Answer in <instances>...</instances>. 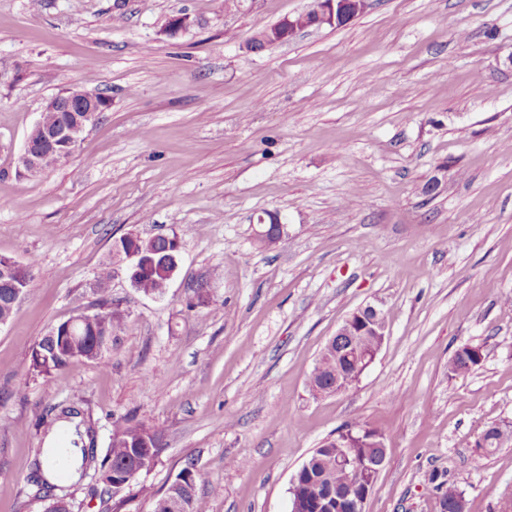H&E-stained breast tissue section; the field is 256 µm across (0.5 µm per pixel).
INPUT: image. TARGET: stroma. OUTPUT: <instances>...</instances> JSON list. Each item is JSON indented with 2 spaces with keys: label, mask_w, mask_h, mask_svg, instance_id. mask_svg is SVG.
I'll return each mask as SVG.
<instances>
[{
  "label": "stroma",
  "mask_w": 512,
  "mask_h": 512,
  "mask_svg": "<svg viewBox=\"0 0 512 512\" xmlns=\"http://www.w3.org/2000/svg\"><path fill=\"white\" fill-rule=\"evenodd\" d=\"M312 6L0 0V255L33 267L0 325V512H44L34 461L64 407L100 451L119 425L164 431L144 494L117 511L94 477L59 480L72 512H150L188 466L208 512H290L296 472L356 424L386 448L365 512H440L443 483L466 512H512V442L473 464L483 427L512 422V0H367L250 51ZM70 88L109 106L65 161L19 178L45 100ZM268 212L285 236L263 247ZM172 231L163 297L112 275L126 326L107 366L31 374L41 336L97 310L115 240ZM367 305L386 326L375 361L312 392ZM466 345L481 364L450 374ZM285 28H288V30L280 33ZM297 31V29L288 26V18H286L277 25L261 32L258 37L252 39L251 44L258 49H262L266 44L274 43L277 40V35L280 34L278 39V42H280L291 38ZM356 319H361L367 323L365 329L372 330L374 336H378V345L370 349L368 352L362 354L361 372L357 379L351 381L349 379L344 380L340 375H336L339 367L343 368L345 371H353L355 369L353 363L343 360L339 361L336 359V340L337 344H341L343 341L342 337H350L354 335V325L356 323ZM334 336H336L335 341L331 345H329L328 342L326 343L318 362L308 377L307 383L312 391L317 392V387L326 388L330 386L335 377L336 384L332 389H336V391L330 392L331 390H327L326 392L322 393H338L358 381L362 373L373 363L384 344L386 336L385 324L381 318V313L379 310L374 306L367 305L358 309L357 311L350 314L347 318H345L341 325L337 328L336 334Z\"/></svg>",
  "instance_id": "obj_1"
}]
</instances>
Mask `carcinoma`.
Segmentation results:
<instances>
[{
	"mask_svg": "<svg viewBox=\"0 0 512 512\" xmlns=\"http://www.w3.org/2000/svg\"><path fill=\"white\" fill-rule=\"evenodd\" d=\"M317 17L314 11L299 14L291 20H282L277 25L261 32L258 37L252 39V45L261 49L267 44L276 41L277 35L292 22L304 28L316 23ZM128 244L136 246L149 254L154 262L152 270L148 274H140L132 279V285L144 294L153 295L157 287L169 281V276L174 270L175 264L172 253L165 250V244L152 238L143 239L132 234L125 236ZM95 323L87 324L81 329V340L73 344L60 334L51 339L44 335L41 342L47 343L54 352L49 357L38 359L36 349H31L30 369L44 380H51L54 373L66 367L75 357H84L97 364L106 362V354L112 349V344L106 343L99 335L101 327H106L110 335L119 336L123 326V315L112 309V305L104 300L95 314ZM483 355L479 354L473 346H464L456 351L449 363V371L455 374L465 373L482 362ZM345 371L354 370V364L336 359V344L325 345L323 352L308 377V386L311 390L330 386L336 377L338 369ZM512 433V426L490 425L481 431L485 442L483 453L474 459L475 465H480L483 455L499 448L502 433ZM152 448L154 456L158 457L163 452V431L146 426L144 424H126L116 427L109 439L105 453L101 460L96 456L83 454L82 469L94 466V476L101 488V494L113 497L114 484L117 482L116 474L119 466L127 461L133 454ZM352 453L358 457L373 456L380 452L378 448H338L334 442H325L315 449L310 458L301 466L302 474L297 484L291 485L289 493L291 499L297 501L310 497L316 492H325L333 496H340L349 484L355 480L354 474L342 468L338 459L346 453ZM176 478L182 480L175 492L183 496V503L187 505L188 512H207L206 501L196 492L197 476L191 468L182 469ZM175 497L166 491L161 495L151 496V512H182V509L173 507Z\"/></svg>",
	"mask_w": 512,
	"mask_h": 512,
	"instance_id": "cac0c4a2",
	"label": "carcinoma"
}]
</instances>
